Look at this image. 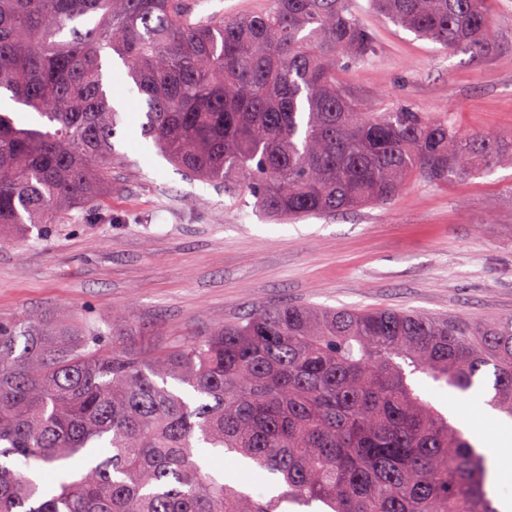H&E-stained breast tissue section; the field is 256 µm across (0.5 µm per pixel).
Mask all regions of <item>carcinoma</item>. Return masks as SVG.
<instances>
[{
	"mask_svg": "<svg viewBox=\"0 0 512 512\" xmlns=\"http://www.w3.org/2000/svg\"><path fill=\"white\" fill-rule=\"evenodd\" d=\"M486 0H370L452 53L490 49ZM192 0H0V228L60 224L112 194L121 124L105 60L145 104L144 138L187 174L248 191L275 221L386 204L512 167L494 131L375 112L338 72L375 53L351 0H266L241 16ZM493 369L512 418V317L259 307L174 344L107 323L0 316V512H499L487 457L425 399ZM231 454L278 494L224 481ZM57 477L45 484L38 467Z\"/></svg>",
	"mask_w": 512,
	"mask_h": 512,
	"instance_id": "1",
	"label": "carcinoma"
}]
</instances>
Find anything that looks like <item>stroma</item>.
<instances>
[{"instance_id":"stroma-1","label":"stroma","mask_w":512,"mask_h":512,"mask_svg":"<svg viewBox=\"0 0 512 512\" xmlns=\"http://www.w3.org/2000/svg\"><path fill=\"white\" fill-rule=\"evenodd\" d=\"M375 56L344 78L371 107L445 112L464 132L512 144V0H488L492 48L449 53L367 12ZM109 202L43 230L0 234V315L94 322L128 310L152 343L281 304L390 308L435 317H512V168L467 180L406 182L386 206L275 223L250 194L185 175L141 135L144 107L122 91ZM492 373L460 397L417 384L489 456L512 419L490 409Z\"/></svg>"}]
</instances>
